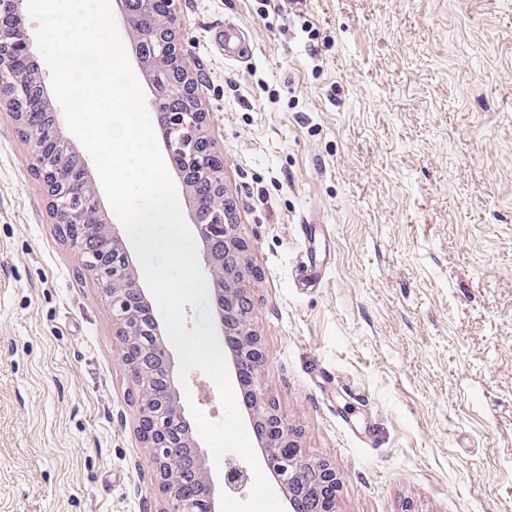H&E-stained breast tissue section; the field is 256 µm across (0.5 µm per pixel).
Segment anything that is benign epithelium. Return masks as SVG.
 Wrapping results in <instances>:
<instances>
[{
	"instance_id": "benign-epithelium-1",
	"label": "benign epithelium",
	"mask_w": 512,
	"mask_h": 512,
	"mask_svg": "<svg viewBox=\"0 0 512 512\" xmlns=\"http://www.w3.org/2000/svg\"><path fill=\"white\" fill-rule=\"evenodd\" d=\"M140 14L157 13L166 17L162 35L151 29L139 27V18L126 21V27L137 29L142 48L141 61L148 63L154 72L164 79L165 91L151 101V105L162 109V125L168 133L171 145H183L176 160L180 167L191 172L193 179L181 182L183 198L189 196L197 185L204 186L211 201L214 222L200 224L191 219L193 232L199 240L207 275L213 284L212 298L219 329H224L225 302L223 269L232 257L244 273L251 272L246 258L247 245L237 233V225L224 223V212L231 210L232 201L224 194V185H213L212 170L224 163L223 157L214 149L203 126L205 112L201 102L192 93L197 83L185 66L177 42L175 18L168 15L169 0H139ZM27 8V0H0V13L14 17L11 25L0 24V64L8 67L21 91L26 96L25 111L13 113L17 126L27 130L25 139L30 148L32 166L44 183L49 196V210L53 223L67 234L70 244H76L87 225H93L103 235V244L97 245L99 259L91 263L88 271L98 282H106L105 296L112 307V318L117 323L116 335L130 351L139 334L134 316L126 305V297L146 299L148 294L141 284L138 269L133 262V253L123 238L118 225L107 217L101 192L95 181H90L89 192L84 194L76 188L75 179L88 174L83 154L76 146L67 129L65 119L58 112H47L50 92L46 72L39 69L34 76L23 71V49L31 47L29 37L19 23ZM242 293V288L228 290ZM237 333L243 343L241 356L252 363L253 373H258L264 363V353L258 338L252 332L249 312L240 315ZM153 335L158 340V355L168 373V390L163 395L178 393L179 365L162 337V325H153ZM251 386V410L249 420L261 421L270 429V442L261 453L262 463L278 475L277 486L288 491V510L301 512L303 506L295 501L298 496H311L315 501L314 512H336V491L340 481L336 471L326 462H307L297 454L296 444L291 439L288 421L279 414L275 403L266 395L258 379L253 377ZM173 412L182 436L171 439L161 417L150 407L139 408V431L152 448V458L160 475V489L171 502V512H186L188 498L186 485H180L174 476L181 473L187 460L195 463L191 472L196 474L193 488L199 490L210 501V512L220 508L221 492L226 487L244 483L245 472L228 467L224 472V486L216 487L211 478V462L201 450L193 436L189 421L178 403H173Z\"/></svg>"
}]
</instances>
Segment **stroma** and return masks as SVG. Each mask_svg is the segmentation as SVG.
<instances>
[{"instance_id":"1","label":"stroma","mask_w":512,"mask_h":512,"mask_svg":"<svg viewBox=\"0 0 512 512\" xmlns=\"http://www.w3.org/2000/svg\"><path fill=\"white\" fill-rule=\"evenodd\" d=\"M267 395L338 512H512V0H176ZM231 21L251 52L207 46ZM332 251L301 292L297 224ZM112 310L0 108V512H168Z\"/></svg>"}]
</instances>
